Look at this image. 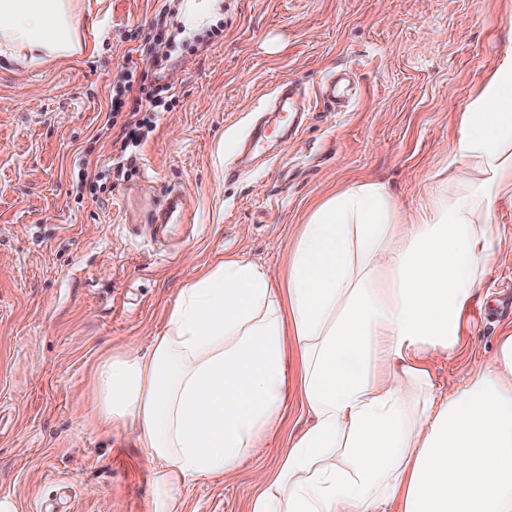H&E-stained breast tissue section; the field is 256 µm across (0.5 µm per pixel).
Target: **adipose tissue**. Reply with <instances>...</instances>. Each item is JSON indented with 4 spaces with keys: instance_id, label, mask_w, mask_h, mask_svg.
<instances>
[{
    "instance_id": "adipose-tissue-1",
    "label": "adipose tissue",
    "mask_w": 512,
    "mask_h": 512,
    "mask_svg": "<svg viewBox=\"0 0 512 512\" xmlns=\"http://www.w3.org/2000/svg\"><path fill=\"white\" fill-rule=\"evenodd\" d=\"M0 0V59L24 73L85 48L79 6ZM512 200V43L460 118L448 176L420 212L360 180L310 213L288 276L226 258L181 288L147 351L96 371L102 424L151 461L153 512L235 470L289 397L312 419L251 512H512V334L435 394L426 358L453 351Z\"/></svg>"
}]
</instances>
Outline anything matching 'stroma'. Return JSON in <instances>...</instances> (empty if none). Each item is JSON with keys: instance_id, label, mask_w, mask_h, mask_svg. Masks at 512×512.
<instances>
[{"instance_id": "35a3bbf8", "label": "stroma", "mask_w": 512, "mask_h": 512, "mask_svg": "<svg viewBox=\"0 0 512 512\" xmlns=\"http://www.w3.org/2000/svg\"><path fill=\"white\" fill-rule=\"evenodd\" d=\"M165 0H103L80 18V55L16 78L0 65V498L17 512H152L150 460L93 403L95 369L129 343L149 347L180 289L240 256L288 275L312 207L359 178L420 210L447 164L459 119L512 38V0H224L223 37L173 53L177 104L158 115L136 173L113 183L112 83L126 61L154 75L150 42ZM352 71L342 111L320 95ZM293 82L309 115L237 178L242 141ZM88 159L99 187L76 194ZM177 192L183 223L149 212ZM499 244L454 353H433L435 392L462 382L512 331V203L491 218ZM298 402L234 473L200 478L184 512H250L308 425Z\"/></svg>"}]
</instances>
